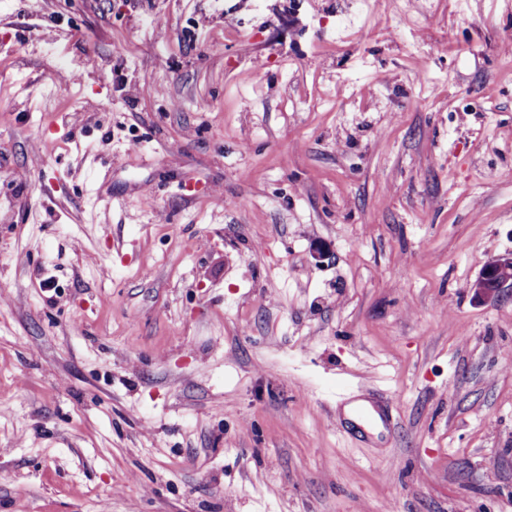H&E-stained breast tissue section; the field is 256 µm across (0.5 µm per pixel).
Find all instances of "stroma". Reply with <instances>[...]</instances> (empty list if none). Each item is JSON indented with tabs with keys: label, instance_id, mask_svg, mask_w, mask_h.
I'll use <instances>...</instances> for the list:
<instances>
[{
	"label": "stroma",
	"instance_id": "1",
	"mask_svg": "<svg viewBox=\"0 0 512 512\" xmlns=\"http://www.w3.org/2000/svg\"><path fill=\"white\" fill-rule=\"evenodd\" d=\"M235 3L0 0V512H512V0ZM506 286H512V255L490 260L470 288L478 301H489L498 297Z\"/></svg>",
	"mask_w": 512,
	"mask_h": 512
}]
</instances>
